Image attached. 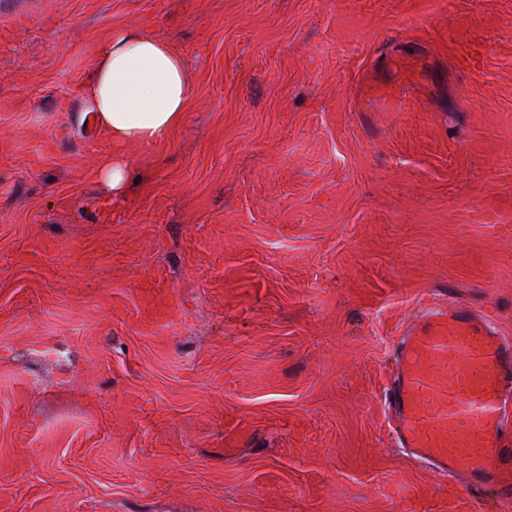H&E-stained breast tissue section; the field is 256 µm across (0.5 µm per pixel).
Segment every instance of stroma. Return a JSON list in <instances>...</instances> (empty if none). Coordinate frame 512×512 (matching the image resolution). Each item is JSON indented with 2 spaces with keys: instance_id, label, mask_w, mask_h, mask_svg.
I'll return each instance as SVG.
<instances>
[{
  "instance_id": "1",
  "label": "stroma",
  "mask_w": 512,
  "mask_h": 512,
  "mask_svg": "<svg viewBox=\"0 0 512 512\" xmlns=\"http://www.w3.org/2000/svg\"><path fill=\"white\" fill-rule=\"evenodd\" d=\"M125 25L195 96L115 196ZM439 293L512 337V0H0V512H503L386 431ZM130 165L122 157H108L104 159L97 171L108 187L112 190V195H119L127 179Z\"/></svg>"
}]
</instances>
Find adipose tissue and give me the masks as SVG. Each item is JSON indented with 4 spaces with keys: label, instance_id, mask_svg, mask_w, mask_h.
<instances>
[{
    "label": "adipose tissue",
    "instance_id": "ef3b65f1",
    "mask_svg": "<svg viewBox=\"0 0 512 512\" xmlns=\"http://www.w3.org/2000/svg\"><path fill=\"white\" fill-rule=\"evenodd\" d=\"M85 87L93 119L113 144L146 151L182 124L195 93L182 55L135 26L102 40Z\"/></svg>",
    "mask_w": 512,
    "mask_h": 512
}]
</instances>
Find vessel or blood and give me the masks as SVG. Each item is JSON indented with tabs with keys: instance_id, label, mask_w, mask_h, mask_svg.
<instances>
[{
	"instance_id": "obj_1",
	"label": "vessel or blood",
	"mask_w": 512,
	"mask_h": 512,
	"mask_svg": "<svg viewBox=\"0 0 512 512\" xmlns=\"http://www.w3.org/2000/svg\"><path fill=\"white\" fill-rule=\"evenodd\" d=\"M385 391L397 447L442 476L464 473L475 489L512 499V343L488 318L456 302L424 303L397 336Z\"/></svg>"
}]
</instances>
